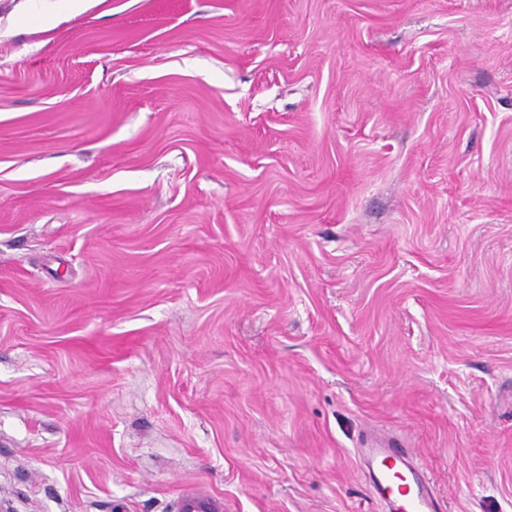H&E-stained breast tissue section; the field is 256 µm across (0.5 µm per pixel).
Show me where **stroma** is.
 Masks as SVG:
<instances>
[{
  "mask_svg": "<svg viewBox=\"0 0 512 512\" xmlns=\"http://www.w3.org/2000/svg\"><path fill=\"white\" fill-rule=\"evenodd\" d=\"M0 0V512H512V0ZM397 443L375 442L360 448L359 462L377 491L395 512H439L441 505L431 491L426 470L407 457V448ZM389 447V448H388ZM177 512H224V501L208 489L195 486L180 494Z\"/></svg>",
  "mask_w": 512,
  "mask_h": 512,
  "instance_id": "35a3bbf8",
  "label": "stroma"
}]
</instances>
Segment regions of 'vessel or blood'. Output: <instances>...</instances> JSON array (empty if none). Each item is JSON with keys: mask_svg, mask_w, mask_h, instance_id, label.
I'll return each instance as SVG.
<instances>
[{"mask_svg": "<svg viewBox=\"0 0 512 512\" xmlns=\"http://www.w3.org/2000/svg\"><path fill=\"white\" fill-rule=\"evenodd\" d=\"M408 455V449L398 444L375 442L360 449L359 462L392 512H440L425 469L409 460ZM177 512H224V501L196 486L180 494Z\"/></svg>", "mask_w": 512, "mask_h": 512, "instance_id": "1", "label": "vessel or blood"}]
</instances>
